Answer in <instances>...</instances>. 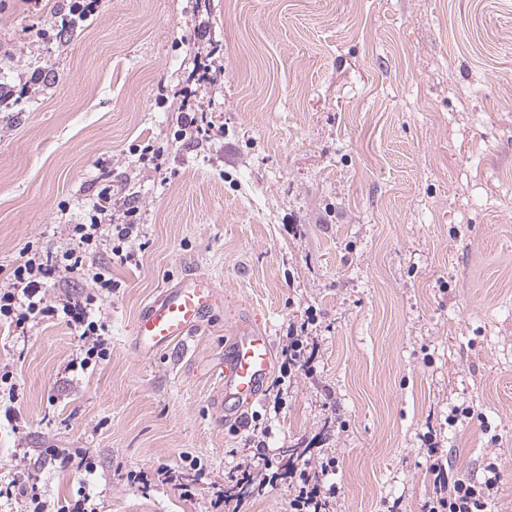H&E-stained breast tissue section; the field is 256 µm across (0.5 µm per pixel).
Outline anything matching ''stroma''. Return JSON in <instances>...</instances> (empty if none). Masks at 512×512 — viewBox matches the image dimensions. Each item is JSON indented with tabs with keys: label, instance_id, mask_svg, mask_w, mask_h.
I'll return each instance as SVG.
<instances>
[{
	"label": "stroma",
	"instance_id": "35a3bbf8",
	"mask_svg": "<svg viewBox=\"0 0 512 512\" xmlns=\"http://www.w3.org/2000/svg\"><path fill=\"white\" fill-rule=\"evenodd\" d=\"M71 0L0 6V269L26 244L60 254L100 188L137 208L134 259L112 261L109 228L86 250L118 290L73 275L57 293H96L110 356L82 371L78 329L60 318L0 325V512L21 489L100 512H289L292 480L236 482L281 467L288 448L337 460V512H422L429 448L454 473L502 481L512 512V0ZM62 35L40 36L57 19ZM223 74L188 77L209 45ZM214 128L182 137L186 87ZM163 150L162 166L135 148ZM209 277L224 310L191 339L137 353L133 324L163 289ZM251 310L276 355L267 391L238 420L210 397L225 319ZM304 326L309 370L283 378ZM459 408L456 425L448 413ZM79 448L88 473L44 460ZM265 448L268 463L255 462ZM168 466L196 478L131 485Z\"/></svg>",
	"mask_w": 512,
	"mask_h": 512
}]
</instances>
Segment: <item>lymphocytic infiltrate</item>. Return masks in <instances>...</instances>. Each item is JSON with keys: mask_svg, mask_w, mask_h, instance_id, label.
<instances>
[{"mask_svg": "<svg viewBox=\"0 0 512 512\" xmlns=\"http://www.w3.org/2000/svg\"><path fill=\"white\" fill-rule=\"evenodd\" d=\"M136 215V209L131 207L122 213H114L112 188L106 185L97 194L88 223L72 226L75 245L61 257L41 253L33 245H26L22 260L6 275L7 287L0 289V321L20 326L39 317H60L81 330L84 347V356L79 362L81 370H89L109 357L108 326L94 316L96 295L53 296L48 288L51 280L82 271L83 249L94 241L105 222L112 228L113 263L131 262L133 255L126 252L124 246L139 235ZM335 468L336 459L332 456L291 468L289 476L295 481V493L289 502L290 512H328L340 495L336 483L327 480ZM486 471L483 481L467 482L455 478L442 456H435L431 465L435 494L426 502L425 512H488L498 491L501 471L493 462L487 464Z\"/></svg>", "mask_w": 512, "mask_h": 512, "instance_id": "f902f5d3", "label": "lymphocytic infiltrate"}]
</instances>
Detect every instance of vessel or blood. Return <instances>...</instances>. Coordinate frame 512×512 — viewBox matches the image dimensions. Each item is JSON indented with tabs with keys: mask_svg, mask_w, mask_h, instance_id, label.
Masks as SVG:
<instances>
[{
	"mask_svg": "<svg viewBox=\"0 0 512 512\" xmlns=\"http://www.w3.org/2000/svg\"><path fill=\"white\" fill-rule=\"evenodd\" d=\"M222 290L208 277L187 276L167 289L139 314L134 346L153 353L193 336L217 308L223 307ZM230 342L224 350L222 380L212 397L216 415L240 417L262 394L274 363L273 342L250 315L226 321Z\"/></svg>",
	"mask_w": 512,
	"mask_h": 512,
	"instance_id": "vessel-or-blood-1",
	"label": "vessel or blood"
}]
</instances>
